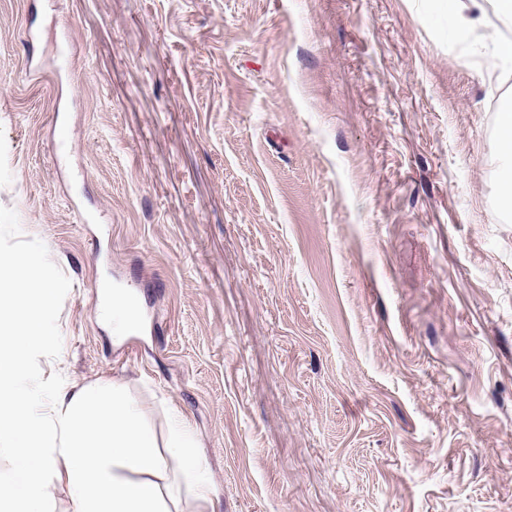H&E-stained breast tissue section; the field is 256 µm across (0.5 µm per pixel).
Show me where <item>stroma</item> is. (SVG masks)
<instances>
[{
  "instance_id": "obj_1",
  "label": "stroma",
  "mask_w": 512,
  "mask_h": 512,
  "mask_svg": "<svg viewBox=\"0 0 512 512\" xmlns=\"http://www.w3.org/2000/svg\"><path fill=\"white\" fill-rule=\"evenodd\" d=\"M446 0H0V255L214 512H512V73ZM135 294L122 341L105 285ZM494 151L504 166V183L494 200V208L504 217H512V104L497 115Z\"/></svg>"
}]
</instances>
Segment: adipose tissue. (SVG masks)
I'll return each mask as SVG.
<instances>
[{
    "label": "adipose tissue",
    "mask_w": 512,
    "mask_h": 512,
    "mask_svg": "<svg viewBox=\"0 0 512 512\" xmlns=\"http://www.w3.org/2000/svg\"><path fill=\"white\" fill-rule=\"evenodd\" d=\"M458 29L489 39L493 60L512 67V0H448ZM494 151L504 166L495 209L512 217V104L497 115ZM21 277L0 280V446L12 467L0 473V512H48L47 472L70 491L75 512H172L187 497L210 502L212 481L191 431L172 426L165 441L143 423L121 387L60 389L35 419L25 385L29 358L54 342L43 326L56 290L42 258H19Z\"/></svg>",
    "instance_id": "adipose-tissue-1"
}]
</instances>
